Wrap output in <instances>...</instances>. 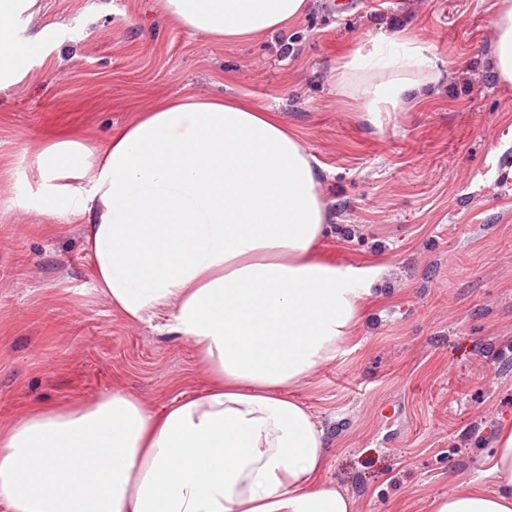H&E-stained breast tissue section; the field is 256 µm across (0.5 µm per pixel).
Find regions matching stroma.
<instances>
[{
    "label": "stroma",
    "instance_id": "stroma-1",
    "mask_svg": "<svg viewBox=\"0 0 512 512\" xmlns=\"http://www.w3.org/2000/svg\"><path fill=\"white\" fill-rule=\"evenodd\" d=\"M492 0H310L296 26L231 46L161 0H39L31 51L0 90V427L30 404L135 394L161 410L203 390L190 341L125 320L94 288L85 228L39 210L34 145L105 146L175 93L245 95L315 158L324 257L367 271L373 299L336 362L296 386L326 430L323 482L355 512H428L471 483L512 422V85L491 66ZM406 34L437 75L412 108L358 112L336 61Z\"/></svg>",
    "mask_w": 512,
    "mask_h": 512
}]
</instances>
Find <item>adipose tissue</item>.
<instances>
[{
  "instance_id": "1",
  "label": "adipose tissue",
  "mask_w": 512,
  "mask_h": 512,
  "mask_svg": "<svg viewBox=\"0 0 512 512\" xmlns=\"http://www.w3.org/2000/svg\"><path fill=\"white\" fill-rule=\"evenodd\" d=\"M0 0V89L29 54ZM181 26L231 44L300 21L309 0H162ZM493 66L512 84V0H497ZM403 66L366 83L359 109H405L426 46L398 44ZM359 42L347 83L379 64ZM38 200L86 227L97 291L134 323L192 342L208 386L159 411L112 391L33 405L0 429V512H355L321 482L327 437L291 391L333 363L371 296L359 271L318 255L327 204L311 156L279 114L245 97L177 94L115 129L101 149L60 138L35 152ZM473 484L429 512H512V424Z\"/></svg>"
}]
</instances>
